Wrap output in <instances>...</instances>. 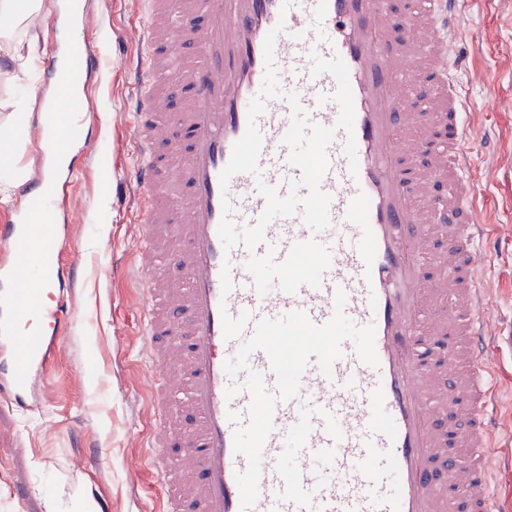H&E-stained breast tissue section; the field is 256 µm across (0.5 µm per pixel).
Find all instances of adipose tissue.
<instances>
[{"label":"adipose tissue","mask_w":512,"mask_h":512,"mask_svg":"<svg viewBox=\"0 0 512 512\" xmlns=\"http://www.w3.org/2000/svg\"><path fill=\"white\" fill-rule=\"evenodd\" d=\"M48 14L47 0H0V85L5 88L0 95V111L5 112V122L12 127L9 139L0 138V194L3 195L10 194L28 178L27 169L17 159L26 137L17 118L18 103L10 88L34 70V47Z\"/></svg>","instance_id":"obj_1"}]
</instances>
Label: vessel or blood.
<instances>
[{
    "mask_svg": "<svg viewBox=\"0 0 512 512\" xmlns=\"http://www.w3.org/2000/svg\"><path fill=\"white\" fill-rule=\"evenodd\" d=\"M140 55L126 110L135 155L120 181L141 229L110 275L140 288L142 353L159 411L133 469L155 472L163 512H498L487 243L472 170L469 101L453 83L464 0H139ZM69 0L35 96L41 174L0 224V397L27 410L58 356L75 304L57 295L61 246L86 218L69 204L93 107L64 111L47 88L109 62L90 32L112 0L71 21ZM277 31L282 96L257 119L258 173L220 175L265 74ZM341 58L355 110L357 167L337 130L320 188L327 228L273 219L255 248H224L257 224L260 185L287 194L302 172L283 142L296 93L311 123L335 127ZM445 181L448 194L436 196ZM54 210L52 239L36 224Z\"/></svg>",
    "mask_w": 512,
    "mask_h": 512,
    "instance_id": "1",
    "label": "vessel or blood"
}]
</instances>
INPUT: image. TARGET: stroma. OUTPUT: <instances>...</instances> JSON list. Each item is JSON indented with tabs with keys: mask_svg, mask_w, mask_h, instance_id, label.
Masks as SVG:
<instances>
[{
	"mask_svg": "<svg viewBox=\"0 0 512 512\" xmlns=\"http://www.w3.org/2000/svg\"><path fill=\"white\" fill-rule=\"evenodd\" d=\"M114 27L112 71L96 99L103 125L92 134L96 161L75 173L77 209L92 216L74 237L69 256L82 259L86 275L75 286L77 308L60 358L46 376L49 400L29 412L0 400V512H13L17 482L29 488L28 512H94L91 492L112 501V512H158L162 492L149 470L131 473L127 461L143 453L151 425L149 373L141 356L138 291L105 271L113 257H129L139 232L128 208L112 204L101 180L99 157L122 177L133 158L122 109L129 93L123 56H135L138 16L133 0H112L103 19ZM457 42L468 51L459 71L476 136L493 129L495 140L477 160L476 180L487 201L496 249L488 260L493 310L501 324L496 343L494 395L497 421L512 427V0H485L467 10ZM97 440L101 455L83 470L82 440Z\"/></svg>",
	"mask_w": 512,
	"mask_h": 512,
	"instance_id": "obj_1",
	"label": "stroma"
}]
</instances>
